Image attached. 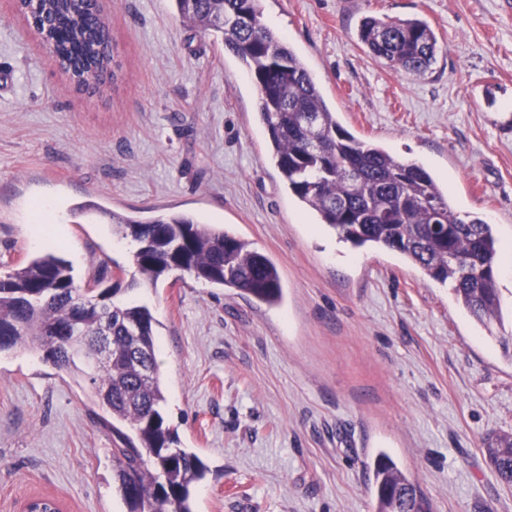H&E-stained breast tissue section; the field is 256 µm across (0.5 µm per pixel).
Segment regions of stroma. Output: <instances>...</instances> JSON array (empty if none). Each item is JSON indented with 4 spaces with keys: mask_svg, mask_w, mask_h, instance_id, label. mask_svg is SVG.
<instances>
[{
    "mask_svg": "<svg viewBox=\"0 0 512 512\" xmlns=\"http://www.w3.org/2000/svg\"><path fill=\"white\" fill-rule=\"evenodd\" d=\"M117 79L77 91L0 0V272L39 255L33 211L63 223L58 255L86 286L128 266L100 209L224 224L279 266L269 307L186 276L125 293L159 322L167 420L207 466L196 512H373L386 452L435 512H512L481 451L512 432V321L482 324L391 251L355 249L285 190L249 73L172 0H102ZM358 137L448 185L460 213L512 244V6L505 0H262ZM368 15L417 17L431 72L396 71L356 37ZM86 385L30 344L0 354V512L33 497L63 512H127L119 440Z\"/></svg>",
    "mask_w": 512,
    "mask_h": 512,
    "instance_id": "obj_1",
    "label": "stroma"
}]
</instances>
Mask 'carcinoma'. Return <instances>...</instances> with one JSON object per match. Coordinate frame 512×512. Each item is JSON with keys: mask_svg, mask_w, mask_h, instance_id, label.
Here are the masks:
<instances>
[{"mask_svg": "<svg viewBox=\"0 0 512 512\" xmlns=\"http://www.w3.org/2000/svg\"><path fill=\"white\" fill-rule=\"evenodd\" d=\"M173 2L183 21L220 37L252 75L271 158L288 192L316 223L354 247L393 251L429 279L452 283L457 302L480 322L503 320L494 225L461 217L437 175L345 128L302 57L264 22L261 0ZM37 20L39 38L56 42L60 68L87 86L100 84L112 42L101 6L41 0ZM358 39L393 70L423 75L437 60L438 38L423 19L369 15ZM99 213L138 244L129 282L89 296L76 287L72 266L53 252L12 267L0 275V353L36 341L46 360L88 382L107 414L103 424L122 443L112 449V468L127 512H194L191 487L207 467L179 447L164 416L157 321L148 307L118 295L155 288L183 272L277 306L284 298L282 276L275 262L222 225L181 212L146 221L104 208ZM105 319L112 359L94 368L83 356L94 349ZM482 451L497 480L512 486V433L488 436ZM372 473L374 512H433L430 499L388 454H376Z\"/></svg>", "mask_w": 512, "mask_h": 512, "instance_id": "cac0c4a2", "label": "carcinoma"}]
</instances>
